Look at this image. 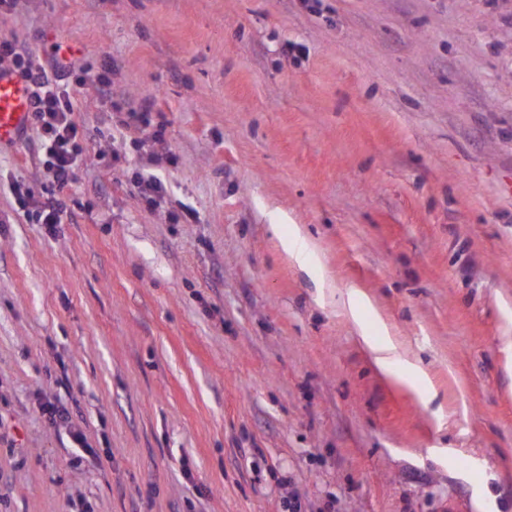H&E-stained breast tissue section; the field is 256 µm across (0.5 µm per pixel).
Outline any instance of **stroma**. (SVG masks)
I'll use <instances>...</instances> for the list:
<instances>
[{
	"label": "stroma",
	"mask_w": 512,
	"mask_h": 512,
	"mask_svg": "<svg viewBox=\"0 0 512 512\" xmlns=\"http://www.w3.org/2000/svg\"><path fill=\"white\" fill-rule=\"evenodd\" d=\"M0 40L89 67L60 224L0 146V512H512V0H18ZM138 188V195L149 205H160L163 199V184L153 174L140 172L135 179ZM362 341L370 350L374 361L381 368H388L397 355V347L391 340L373 342L370 336H362Z\"/></svg>",
	"instance_id": "1"
}]
</instances>
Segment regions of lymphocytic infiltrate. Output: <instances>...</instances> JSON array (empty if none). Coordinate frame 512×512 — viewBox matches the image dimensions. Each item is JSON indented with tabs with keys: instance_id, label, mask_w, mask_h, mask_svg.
I'll use <instances>...</instances> for the list:
<instances>
[{
	"instance_id": "1",
	"label": "lymphocytic infiltrate",
	"mask_w": 512,
	"mask_h": 512,
	"mask_svg": "<svg viewBox=\"0 0 512 512\" xmlns=\"http://www.w3.org/2000/svg\"><path fill=\"white\" fill-rule=\"evenodd\" d=\"M8 60L21 65L23 76L32 84L31 124L38 133L49 179L48 186L38 191L14 184L12 193L23 208L35 213L38 223L51 226L62 221L67 205L59 193L74 182L81 151L78 107L63 78L84 72L86 66L75 59H59L48 66L39 58L23 57L15 43L1 41L0 64Z\"/></svg>"
}]
</instances>
